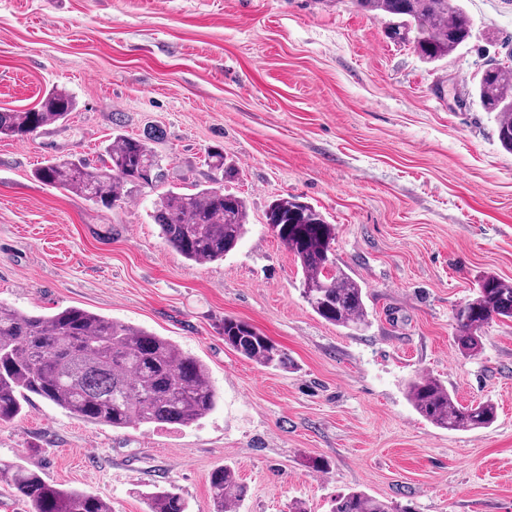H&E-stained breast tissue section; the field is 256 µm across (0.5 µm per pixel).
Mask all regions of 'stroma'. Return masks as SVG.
<instances>
[{"label":"stroma","instance_id":"stroma-1","mask_svg":"<svg viewBox=\"0 0 512 512\" xmlns=\"http://www.w3.org/2000/svg\"><path fill=\"white\" fill-rule=\"evenodd\" d=\"M471 39L435 64L391 42L352 0H0V109L65 87L77 109L0 139V302L80 307L167 337L207 367L217 408L185 429L111 427L39 397L0 422V460L64 489L146 512L145 492L213 512L209 477L248 487L239 512H329L361 490L416 512H512V322L481 353L453 346V316L478 278L512 281V153L473 95L512 39V0H463ZM147 134L170 181L239 170L249 232L224 260L193 263L146 210L107 208L37 180L45 161L98 162L113 133ZM305 198L336 226L339 267L365 288L366 328L326 323L265 222L274 196ZM247 321L293 361L267 369L224 343ZM440 378L487 428L420 417L404 385ZM325 467L310 468V459Z\"/></svg>","mask_w":512,"mask_h":512}]
</instances>
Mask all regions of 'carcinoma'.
Wrapping results in <instances>:
<instances>
[{
  "instance_id": "1",
  "label": "carcinoma",
  "mask_w": 512,
  "mask_h": 512,
  "mask_svg": "<svg viewBox=\"0 0 512 512\" xmlns=\"http://www.w3.org/2000/svg\"><path fill=\"white\" fill-rule=\"evenodd\" d=\"M365 13L389 19L387 37L413 46L427 63L439 62L471 37L473 22L464 5L448 8V0H353ZM481 107L495 113L500 146L512 152V64L490 63L475 86ZM75 109L71 94L59 87L24 111L0 110V138L30 136L64 121ZM103 164L81 157L53 159L36 177L54 187L112 207L123 196L148 188L156 192L149 218L161 238L195 263L224 259L248 231L247 201L223 186L195 185L186 191L165 186V173L146 135H112ZM209 167L221 180L238 176L224 163V153L208 154ZM266 223L281 246L301 268L302 297L324 321L358 331L367 326L366 292L336 264L332 244L336 225L300 197L272 200ZM512 320V283L495 275L479 279L473 297L455 314L453 345L477 356L483 330L490 321ZM224 344L265 368L291 365L285 350L253 325L226 317ZM406 397L414 410L437 428L466 432L488 428L497 408L490 401L461 404L438 378L421 374L410 379ZM35 395L92 424L124 429L183 428L208 415L217 404L207 367L172 340L137 325L79 307L30 314L0 302V421L19 417ZM0 479L31 503L32 512H112L110 503L83 491L63 489L39 474L0 461ZM213 512H236L248 487L230 467L209 479ZM148 512H186L177 493L148 494ZM330 512H413L412 506L377 499L354 490L331 501Z\"/></svg>"
}]
</instances>
